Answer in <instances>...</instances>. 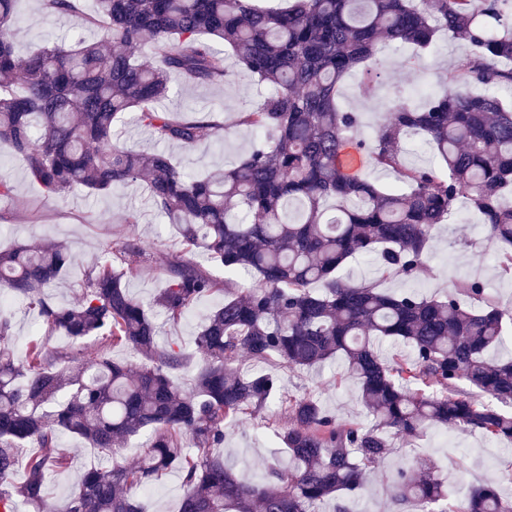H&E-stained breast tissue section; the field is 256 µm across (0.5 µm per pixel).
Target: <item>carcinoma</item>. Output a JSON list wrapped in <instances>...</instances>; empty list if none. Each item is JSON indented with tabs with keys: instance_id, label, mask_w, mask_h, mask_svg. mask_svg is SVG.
<instances>
[{
	"instance_id": "1",
	"label": "carcinoma",
	"mask_w": 512,
	"mask_h": 512,
	"mask_svg": "<svg viewBox=\"0 0 512 512\" xmlns=\"http://www.w3.org/2000/svg\"><path fill=\"white\" fill-rule=\"evenodd\" d=\"M61 16L75 0H42ZM506 0H294L260 10L254 0H94L87 23L19 56L11 41L18 0H0V142L21 157L48 198L91 194L143 182L152 208L166 217L183 253L169 260L155 300L180 321L205 297L194 346L200 365L187 386L173 379L183 347L157 342L153 307L126 281L143 249L115 241L83 269L82 294L69 305L50 294L76 263L67 244L48 241L0 251V299H22L37 312L41 337L17 353L11 314L0 304V505L25 512H144L139 495L165 472L183 479L179 512H319L344 490L366 487L395 442L430 426L479 432L512 442V356L487 351L512 335V315L478 282L441 298L393 294L386 280L426 277L432 231L465 198L482 218L499 272L512 276V15ZM441 29L464 40L469 55L445 75L446 89L419 102L399 97L372 139L338 91L355 68L371 69L382 45H434ZM267 88L238 113L259 139L231 169L192 177L163 151L143 154L112 143L130 115L160 143L194 146L224 139L211 112L161 107L174 94L171 75L222 84L224 48ZM159 64L141 60L144 52ZM472 84L486 88L474 95ZM421 135L434 162L407 165L403 144ZM396 174L383 190L353 173L345 149ZM201 256L224 269L204 270ZM374 260L377 280L344 272L350 259ZM93 336L130 348L148 363L132 366L103 349L88 366L56 367L49 337ZM397 340L412 357H384L378 343ZM340 355L360 384L372 417L365 429L339 423L320 398L285 399L280 451L262 476L237 474L216 453L224 428L282 396L273 361L313 368ZM247 357L254 370L239 366ZM151 431L133 466L116 448ZM77 436L110 461L90 467L55 504L48 479L68 469L58 436ZM36 447L19 485L9 479L23 449ZM391 499L415 512H512V499L481 483L451 508L436 467L414 460L393 482Z\"/></svg>"
}]
</instances>
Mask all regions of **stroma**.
<instances>
[{"label": "stroma", "instance_id": "obj_1", "mask_svg": "<svg viewBox=\"0 0 512 512\" xmlns=\"http://www.w3.org/2000/svg\"><path fill=\"white\" fill-rule=\"evenodd\" d=\"M20 9L22 20L13 31V41L17 53L25 55L43 41L86 30V17L92 13L94 4L93 0H80L78 10L64 17L48 16L40 0H21ZM467 53L465 42L449 37L444 31L439 32L432 49L421 53L411 46L383 47L377 71L359 68L344 79L339 91L340 104L344 109L358 112L363 131L372 134L386 105L400 92L439 89L444 75ZM226 65L230 74L226 84L187 82L179 77L173 80L175 105L218 112L226 129L224 141L218 143L211 139L191 148L178 143L161 147L147 129L126 119L119 124L121 142L145 154L164 148L192 175H205L238 162L250 149L253 135L236 127L237 114L259 103L265 89L236 64L234 57H227ZM0 177L9 183L13 197L12 207L0 215V248L61 240L80 260L54 288L56 302L77 301L84 265L93 262L116 239L140 241L146 251L137 276L127 283L130 293L148 302L159 294L164 286L163 267L179 254L181 246L172 226L151 208L144 185L135 183L97 196L76 191L65 198L50 200L28 177L20 156L6 145L0 146ZM132 213L138 215V223H128L127 217ZM428 265L427 278L387 281L384 289L398 294L414 292L422 297H440L454 287L479 280L498 307L512 310V279L499 274L493 248L466 204H459L453 219L436 229L430 241ZM211 306L208 298L195 302L185 318L176 324L158 317L161 342L175 341L192 348L193 337ZM278 374L284 394L314 392L338 421L369 426L359 385L347 375L342 360L313 369L282 368ZM279 416V405L273 402L226 428L221 451L244 476L260 475L264 461L277 449L268 424ZM57 447L68 455L69 467L48 484L47 495L54 501L63 499L82 472L100 460L87 442L71 435L61 436ZM417 458L436 463L448 487L449 503L463 499L471 486L485 481L493 482L502 496L512 497L511 444L489 440L477 432L434 428L421 436L397 442L394 451L370 473L366 489L343 495V502L350 512H399L391 501L389 489L398 469Z\"/></svg>", "mask_w": 512, "mask_h": 512}]
</instances>
